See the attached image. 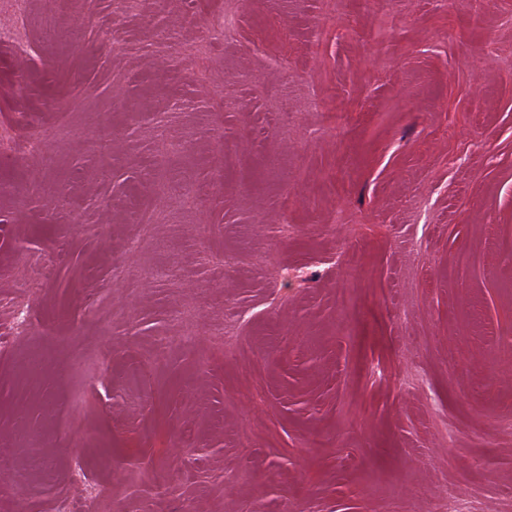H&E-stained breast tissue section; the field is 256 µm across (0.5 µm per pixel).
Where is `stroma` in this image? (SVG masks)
Segmentation results:
<instances>
[{
  "label": "stroma",
  "instance_id": "35a3bbf8",
  "mask_svg": "<svg viewBox=\"0 0 512 512\" xmlns=\"http://www.w3.org/2000/svg\"><path fill=\"white\" fill-rule=\"evenodd\" d=\"M20 26L0 512L89 485L91 512H512V0L0 8Z\"/></svg>",
  "mask_w": 512,
  "mask_h": 512
}]
</instances>
